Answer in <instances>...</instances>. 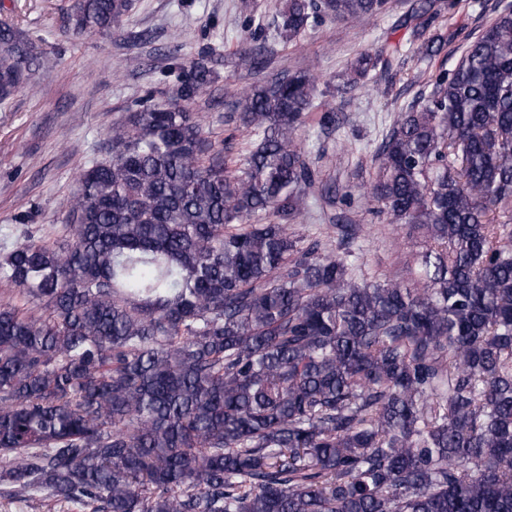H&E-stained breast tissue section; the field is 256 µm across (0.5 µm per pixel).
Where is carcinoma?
Returning a JSON list of instances; mask_svg holds the SVG:
<instances>
[{
	"label": "carcinoma",
	"instance_id": "carcinoma-1",
	"mask_svg": "<svg viewBox=\"0 0 512 512\" xmlns=\"http://www.w3.org/2000/svg\"><path fill=\"white\" fill-rule=\"evenodd\" d=\"M131 0H74L75 35ZM433 0H415L419 26ZM389 0H287L316 18ZM401 54L360 53L364 77ZM40 55L0 25V96ZM143 104L83 168L63 245L0 252V497L47 490L85 512H512V7L389 127L366 197L413 249L408 280L356 281L350 244L291 231L315 168L297 140L305 71L254 85L224 117L255 136L231 169L192 105Z\"/></svg>",
	"mask_w": 512,
	"mask_h": 512
}]
</instances>
